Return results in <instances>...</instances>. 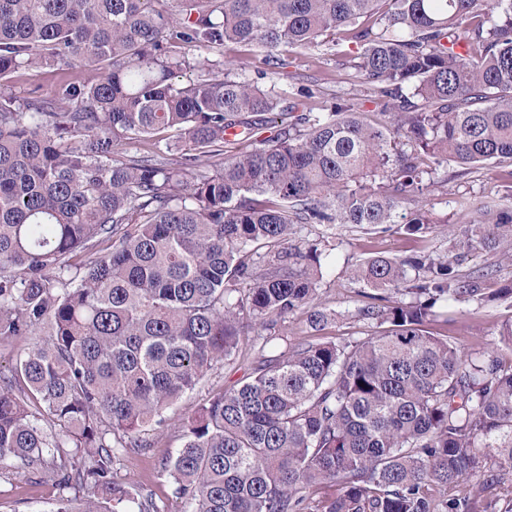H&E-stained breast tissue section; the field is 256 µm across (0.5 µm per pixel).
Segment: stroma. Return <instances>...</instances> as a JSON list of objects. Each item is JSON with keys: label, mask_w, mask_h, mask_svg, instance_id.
I'll list each match as a JSON object with an SVG mask.
<instances>
[{"label": "stroma", "mask_w": 512, "mask_h": 512, "mask_svg": "<svg viewBox=\"0 0 512 512\" xmlns=\"http://www.w3.org/2000/svg\"><path fill=\"white\" fill-rule=\"evenodd\" d=\"M357 52V45L346 40L336 46L328 42L310 48L283 47L269 63L265 60V50L260 48L230 45L218 51L193 50L189 53L190 66L180 70L175 81L188 83L204 75L206 65L221 70L230 61L239 65L240 77H260L265 84L279 87L283 93L282 106L304 110L347 100L358 104L369 121L383 122L381 102L366 96L351 66V57ZM455 170V164L451 163L438 172L439 187L426 198V211L432 224L423 238L414 240L402 234H373L353 225L337 226L336 247L322 260L319 296L325 305L340 312L341 317L336 324L327 327L325 339L359 340L377 331L375 324L353 315L361 287L348 277L352 266L375 255L394 257L419 249L446 251L451 224L471 219L474 209L481 203L500 200L512 191L511 164L477 166L462 178L455 177ZM511 316L512 309L502 301L479 307L456 305L449 308L447 321L434 323L432 329L460 346H496L500 343L497 328ZM281 349V344L267 345L262 337L250 334L236 361L216 364L193 391L168 410V428L156 437L152 448L143 452L131 450L121 457L116 465L119 478L128 482L134 493L151 496L165 512H187L185 503L172 495L161 470L163 462L172 457L180 445V418L194 412L215 393L234 385L258 355H275ZM56 494L49 479L32 482L7 471L0 473V512H49Z\"/></svg>", "instance_id": "35a3bbf8"}]
</instances>
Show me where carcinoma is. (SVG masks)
I'll return each mask as SVG.
<instances>
[{"instance_id": "carcinoma-1", "label": "carcinoma", "mask_w": 512, "mask_h": 512, "mask_svg": "<svg viewBox=\"0 0 512 512\" xmlns=\"http://www.w3.org/2000/svg\"><path fill=\"white\" fill-rule=\"evenodd\" d=\"M338 34L389 123L347 101L282 112L276 87L229 70L173 81L191 49ZM43 67L99 77L13 94ZM450 161L512 163V0H0V343L21 345L0 379V470L51 478L55 512H114L131 501L122 455L257 325L282 350L182 420L162 463L189 512H512V486L483 498L512 473V361L430 328L451 303L512 300L455 269L512 259L511 208L456 225L443 257L351 268L378 334L280 331L337 316L318 294L331 229L425 233L423 210L398 208Z\"/></svg>"}]
</instances>
